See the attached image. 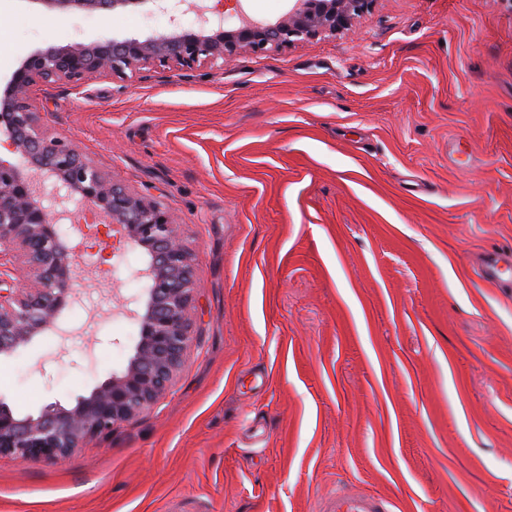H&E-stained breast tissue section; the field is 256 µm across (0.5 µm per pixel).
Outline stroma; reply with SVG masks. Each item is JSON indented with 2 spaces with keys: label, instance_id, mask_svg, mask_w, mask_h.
<instances>
[{
  "label": "stroma",
  "instance_id": "1",
  "mask_svg": "<svg viewBox=\"0 0 512 512\" xmlns=\"http://www.w3.org/2000/svg\"><path fill=\"white\" fill-rule=\"evenodd\" d=\"M165 16L0 0V75L48 44ZM53 135L159 201L196 267L195 331L151 410L53 464L0 458V512H512V0H377L354 34L205 75L39 87ZM66 341L0 361L33 413L121 370L137 250ZM512 257L500 253H490L480 260L483 278L491 284L499 283L502 280L503 266H511ZM391 503L386 498L353 493L347 490L336 491L322 502V512H391Z\"/></svg>",
  "mask_w": 512,
  "mask_h": 512
}]
</instances>
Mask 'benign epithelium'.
<instances>
[{"label": "benign epithelium", "mask_w": 512, "mask_h": 512, "mask_svg": "<svg viewBox=\"0 0 512 512\" xmlns=\"http://www.w3.org/2000/svg\"><path fill=\"white\" fill-rule=\"evenodd\" d=\"M45 11L105 15L117 10L169 17L150 31L32 50L0 78V360L66 337V314L78 285L101 271L81 266L59 225L88 211L106 234L140 250L144 288L118 306L139 336L125 367L64 406L25 415L0 395V457L52 463L72 456L147 412L168 389L194 338L196 270L168 211L154 198L110 177L72 143L49 133L32 95L36 87L79 88L96 77L131 80L157 69L208 73L242 54L283 52L321 37L356 32L377 0H288V10L264 19L237 8L224 27L212 0H25ZM197 16L181 26L182 4Z\"/></svg>", "instance_id": "obj_1"}]
</instances>
